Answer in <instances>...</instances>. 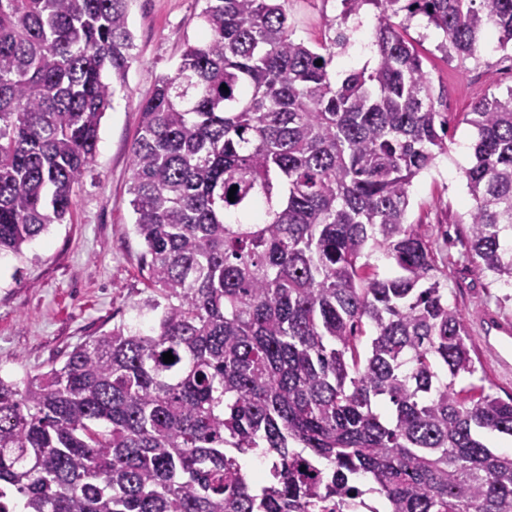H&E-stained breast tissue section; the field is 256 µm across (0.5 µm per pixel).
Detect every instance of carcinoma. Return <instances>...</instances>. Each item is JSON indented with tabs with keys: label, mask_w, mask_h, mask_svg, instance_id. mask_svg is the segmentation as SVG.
Returning a JSON list of instances; mask_svg holds the SVG:
<instances>
[{
	"label": "carcinoma",
	"mask_w": 512,
	"mask_h": 512,
	"mask_svg": "<svg viewBox=\"0 0 512 512\" xmlns=\"http://www.w3.org/2000/svg\"><path fill=\"white\" fill-rule=\"evenodd\" d=\"M205 2L132 148L155 323L116 324L22 384L0 376V512H312L351 480L386 512H512V454L481 436H512V398L456 389L476 358L406 222L446 128L392 22L421 16L441 51L474 57L490 34L512 45V0H343L378 10L377 62L340 82L284 0ZM126 11L0 0V252L73 209L129 68ZM467 122L469 252L511 279L512 90ZM298 452L316 475L272 470L253 491L241 456Z\"/></svg>",
	"instance_id": "cac0c4a2"
}]
</instances>
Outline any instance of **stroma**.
<instances>
[{
	"label": "stroma",
	"instance_id": "stroma-1",
	"mask_svg": "<svg viewBox=\"0 0 512 512\" xmlns=\"http://www.w3.org/2000/svg\"><path fill=\"white\" fill-rule=\"evenodd\" d=\"M203 6L204 0H128L133 46L126 83L101 122L93 171L78 188L71 215L22 255L0 254L1 376L45 372L77 343L114 324L145 331L153 325V313L138 307L149 291L128 204L132 145L143 100L156 77L174 73L186 43L199 36ZM284 8L296 37L313 49L344 29L348 42L336 52L332 78L376 63L374 48L359 46L377 24L373 6L344 25L341 0H285ZM402 34L421 55L435 107L449 127L446 153L413 181L407 221L442 241L437 260L447 274L448 302L463 316L484 386L506 399L512 397V353L486 336L490 316L512 320V280L481 271L466 254L470 197L462 171L474 162L476 138L466 114L476 100L512 89V58L487 46L474 59L447 56L438 49L439 32L416 21Z\"/></svg>",
	"mask_w": 512,
	"mask_h": 512
}]
</instances>
